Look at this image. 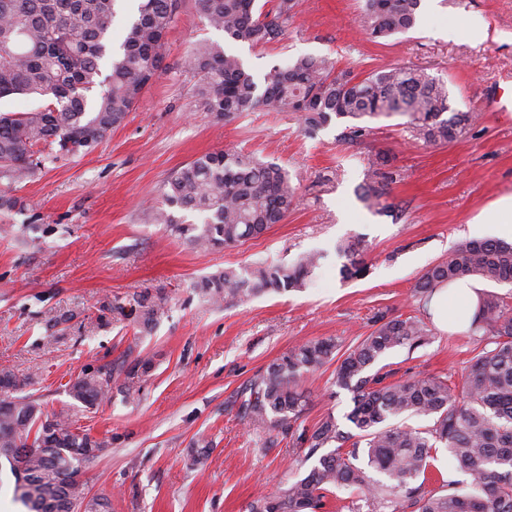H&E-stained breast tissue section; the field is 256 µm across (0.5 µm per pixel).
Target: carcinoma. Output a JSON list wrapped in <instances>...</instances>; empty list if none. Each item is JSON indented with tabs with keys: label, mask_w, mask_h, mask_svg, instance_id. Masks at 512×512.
I'll list each match as a JSON object with an SVG mask.
<instances>
[{
	"label": "carcinoma",
	"mask_w": 512,
	"mask_h": 512,
	"mask_svg": "<svg viewBox=\"0 0 512 512\" xmlns=\"http://www.w3.org/2000/svg\"><path fill=\"white\" fill-rule=\"evenodd\" d=\"M200 12L228 40L250 45L279 41L297 0H198ZM421 0H362L360 23L372 39L412 29ZM179 0H136L123 41L112 44L111 28L124 0H0V99L26 95L41 104L27 112L0 113V180L33 179L65 155L88 153L126 120L164 68L166 39ZM197 78L194 94L218 121L246 112L296 114L312 134L332 120L348 123L361 141L369 123L406 118L412 137L444 145L471 130L478 114L452 108L448 86L427 72L397 64L353 79L323 58L300 57L276 64L258 82L241 58L218 43L202 42L185 57ZM388 159L369 164L360 199L386 211L381 199L394 180ZM297 187L288 171L249 153L220 150L175 169L148 207L151 220L195 248L217 249L258 237L288 216ZM361 237L336 245L346 279L365 275ZM323 254L295 263L270 260L219 270L194 285L206 303L247 302L268 293L305 288ZM512 283V244L469 240L418 277L413 298L419 316H379L375 328L342 354L334 385L352 393L345 415L350 429L328 414L302 427L308 396L299 390L307 374L322 369L336 350L331 339L303 343L267 366L241 390L242 418L267 424L293 438L302 454L289 469L314 464L304 475L271 492H259L249 512H319L324 499L340 498L344 512H512V303L496 292L480 293L471 330L485 345L459 383L435 375L385 383L379 362L399 347L427 345L432 336L428 304L462 278ZM112 310L150 330L161 303L134 293ZM153 369L138 355L86 370L67 383L68 395L84 410L110 397L112 386ZM36 374L0 370V460L22 491L15 499L27 512H81L87 490L78 476L110 442L92 437L66 417L48 412L24 390ZM415 418L423 425L413 427ZM444 449L453 467L469 477L467 489H425L436 454ZM377 473L378 477L371 476Z\"/></svg>",
	"instance_id": "cac0c4a2"
}]
</instances>
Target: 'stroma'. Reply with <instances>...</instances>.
<instances>
[{"label":"stroma","instance_id":"stroma-1","mask_svg":"<svg viewBox=\"0 0 512 512\" xmlns=\"http://www.w3.org/2000/svg\"><path fill=\"white\" fill-rule=\"evenodd\" d=\"M361 0H299L279 42L234 45L256 78L301 56L326 57L357 77L404 63L443 80L453 108L479 113L477 124L444 146L413 141L400 116L372 124L363 142L336 120L306 134L289 112H248L216 121L194 97L183 61L193 44L225 43L204 24L197 0H181L168 35L166 68L125 123L92 152L67 156L18 184L17 208L0 212V369L36 373L28 392L47 409L110 442L80 479L106 494L112 512H248L260 487L285 484L298 454L268 425L241 419L239 392L293 347L315 339L353 347L377 315H418L413 287L423 271L459 243L491 239L480 213L512 195V112H485L500 78L512 77V0H422L412 30L372 41L359 25ZM477 20L478 39L467 31ZM242 150L285 167L298 199L266 234L203 251L150 223L143 203L170 172L218 150ZM385 152L396 180L378 215L357 198L370 159ZM362 236L366 275L343 280L335 246ZM327 251L313 284L215 307L193 291L202 276L266 258L287 263ZM149 291L163 312L151 331L112 313L116 298ZM151 357L150 375L133 379L138 398L120 390L89 411L73 406L70 378L112 362L129 344ZM477 336L435 331L429 345L399 348L385 362L392 380L436 374L460 381ZM335 363L306 376L303 417L344 420L350 392L332 379ZM213 446L194 461L193 437Z\"/></svg>","mask_w":512,"mask_h":512}]
</instances>
